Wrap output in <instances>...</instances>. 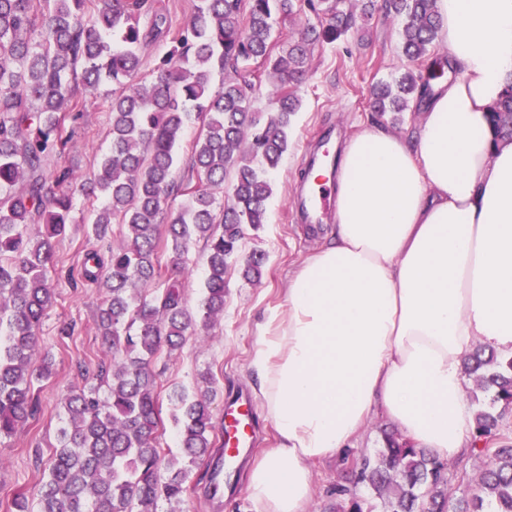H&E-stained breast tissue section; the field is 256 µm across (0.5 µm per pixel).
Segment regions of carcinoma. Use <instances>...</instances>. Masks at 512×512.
Instances as JSON below:
<instances>
[{"mask_svg": "<svg viewBox=\"0 0 512 512\" xmlns=\"http://www.w3.org/2000/svg\"><path fill=\"white\" fill-rule=\"evenodd\" d=\"M298 0H198L187 22L170 23L166 7L149 0H0V438L35 418L34 382L51 374L50 352L38 353L37 332L55 300L50 272L56 246L78 199H102L91 233L103 242L112 224L123 240L87 251L73 283L98 287V335L112 361L98 366L99 384L63 398L68 423L48 471L33 487L37 512H157L158 500L182 501L192 469L206 459L201 479L213 484L216 430L213 379L206 389L174 395L172 420L184 458L174 467L157 443L161 424L155 360L207 335L224 314L225 274L238 257L244 226L267 221L271 176L288 150V129L300 101L311 47L333 43L381 9L401 25V47L422 69L378 84L371 107L393 119L423 97L446 62L430 60L440 20L433 0H304L317 23L274 54L276 28L292 19ZM164 40L151 79H139L143 50ZM223 76L215 91V73ZM273 85L269 107L255 105L263 78ZM112 85V144L91 177L63 157L66 122L84 110V94ZM200 134L188 141L186 123ZM497 136L512 138V85L491 109ZM190 154L196 181L177 184L179 153ZM228 192L227 204L218 195ZM186 197L174 210L173 193ZM39 224L33 233L30 225ZM170 243V267L183 273L190 248L203 242L206 295L198 314L185 305L182 283L161 277L160 231ZM263 255L243 257V275L261 277ZM465 373L493 392L491 404L512 403V357L477 346ZM107 387L100 394V384ZM500 415L475 413L474 450L491 452L476 486L454 502L444 492L451 463L413 447L402 435L385 437L378 461L364 455L352 485L330 491L325 512H373L365 495L384 498V512H512V445L491 449Z\"/></svg>", "mask_w": 512, "mask_h": 512, "instance_id": "cac0c4a2", "label": "carcinoma"}]
</instances>
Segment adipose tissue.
Instances as JSON below:
<instances>
[{"mask_svg":"<svg viewBox=\"0 0 512 512\" xmlns=\"http://www.w3.org/2000/svg\"><path fill=\"white\" fill-rule=\"evenodd\" d=\"M456 78L406 137L374 125L335 172L332 240L299 264L258 329L251 367L280 437L255 460L256 512H304L314 462L381 414L444 460L472 452L464 361L512 356V139L488 114L512 82V0H435Z\"/></svg>","mask_w":512,"mask_h":512,"instance_id":"ef3b65f1","label":"adipose tissue"}]
</instances>
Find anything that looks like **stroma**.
<instances>
[{
	"label": "stroma",
	"instance_id": "35a3bbf8",
	"mask_svg": "<svg viewBox=\"0 0 512 512\" xmlns=\"http://www.w3.org/2000/svg\"><path fill=\"white\" fill-rule=\"evenodd\" d=\"M407 67L398 22L378 13L364 22L361 32L315 48L309 72L296 90L301 106L293 117L291 145L274 174L268 220L259 230H247L243 239L244 253L264 254L262 276L257 281L247 280L241 260H230L225 274L223 318L210 329L204 342L188 341L181 350L157 360L163 417L171 415L174 392L193 388L203 372L214 378V416L223 413L228 393L253 391L256 380L249 365L257 325L283 304L288 281L301 261L331 239L332 215H324L318 224H304L294 218V202L305 183L308 159L320 146L345 142L368 125L391 123L389 117L371 112V92L375 85L399 76ZM111 94L108 85L86 94L84 111L69 124L72 138L64 162L86 176L111 146ZM95 207V201H78L74 222L57 243L59 265L76 264L94 246L89 228ZM98 302L96 286L73 289L62 281L56 285L55 301L38 336L40 345L51 351L54 366L51 376L35 386L39 397L36 420L0 440V512H7L14 494L31 485L39 469L48 466L65 417L62 393L82 384L85 374L95 373L101 362L112 358L96 330ZM395 429V423L375 416L346 454L314 463L315 491L307 512H323L327 489L345 482L362 455L380 453L385 433ZM176 508L180 512H255L247 492L218 502L209 499L200 484L191 485Z\"/></svg>",
	"mask_w": 512,
	"mask_h": 512
}]
</instances>
